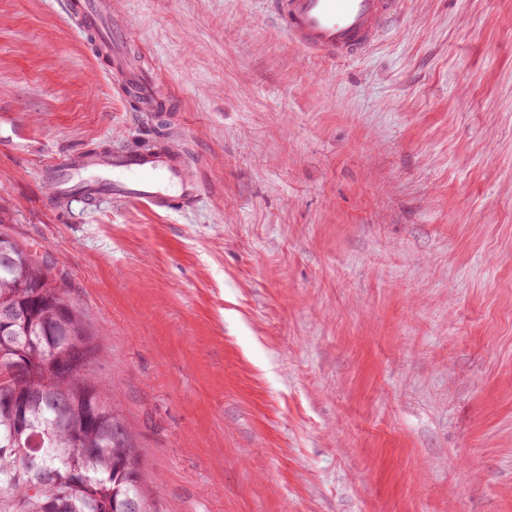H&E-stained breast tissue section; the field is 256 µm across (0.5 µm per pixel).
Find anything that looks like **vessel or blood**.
I'll return each instance as SVG.
<instances>
[{"mask_svg": "<svg viewBox=\"0 0 512 512\" xmlns=\"http://www.w3.org/2000/svg\"><path fill=\"white\" fill-rule=\"evenodd\" d=\"M282 29L303 51L329 60L353 58L366 52L383 32L391 0H274ZM78 28L90 36L98 54L126 61L127 48L112 23V0H75ZM124 89L134 92L142 106L163 111L166 100L155 83L135 71ZM182 154L160 143L148 150L109 154L58 155L48 172L57 194L79 189L90 196L102 192L114 199L152 211L193 209L203 184L185 173Z\"/></svg>", "mask_w": 512, "mask_h": 512, "instance_id": "vessel-or-blood-1", "label": "vessel or blood"}]
</instances>
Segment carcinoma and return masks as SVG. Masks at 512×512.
Segmentation results:
<instances>
[{"mask_svg": "<svg viewBox=\"0 0 512 512\" xmlns=\"http://www.w3.org/2000/svg\"><path fill=\"white\" fill-rule=\"evenodd\" d=\"M0 308L22 323L0 326V393L27 406L28 423L0 409V512H146L139 459L112 399L90 367L55 368L74 336L99 348L48 262L0 232Z\"/></svg>", "mask_w": 512, "mask_h": 512, "instance_id": "carcinoma-1", "label": "carcinoma"}]
</instances>
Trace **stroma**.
Masks as SVG:
<instances>
[{
    "label": "stroma",
    "instance_id": "stroma-1",
    "mask_svg": "<svg viewBox=\"0 0 512 512\" xmlns=\"http://www.w3.org/2000/svg\"><path fill=\"white\" fill-rule=\"evenodd\" d=\"M69 0H0V230L102 356L147 512H512V0H392L349 61L264 0H115L133 109ZM166 134L194 209L56 196ZM122 76V75H121ZM122 89L134 92L140 99L142 106L152 112H164L166 100L158 91L155 83L144 72H133L126 82L122 76Z\"/></svg>",
    "mask_w": 512,
    "mask_h": 512
}]
</instances>
